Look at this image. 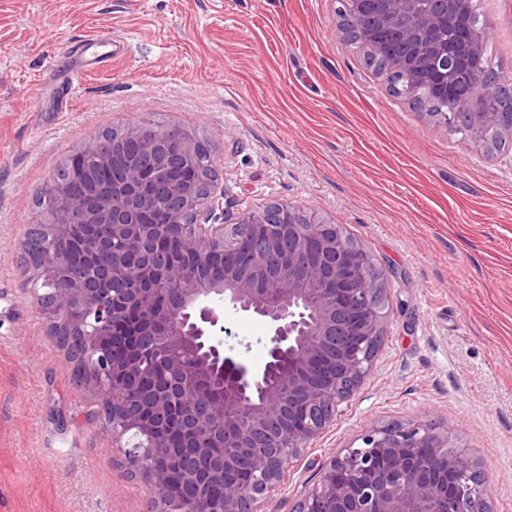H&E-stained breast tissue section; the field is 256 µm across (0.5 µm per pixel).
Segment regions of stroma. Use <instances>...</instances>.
<instances>
[{"label":"stroma","instance_id":"1","mask_svg":"<svg viewBox=\"0 0 512 512\" xmlns=\"http://www.w3.org/2000/svg\"><path fill=\"white\" fill-rule=\"evenodd\" d=\"M475 3L489 65L512 84V0ZM100 33L129 54L89 64L63 97L62 61ZM134 120L208 140L225 223L291 204L343 225L389 277L369 376L263 512H294L366 429L417 421L485 474L489 512H512V152L392 97L334 0H0V512H147L21 257L56 167ZM267 334L224 314V347L247 365L266 361Z\"/></svg>","mask_w":512,"mask_h":512}]
</instances>
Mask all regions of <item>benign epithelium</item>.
<instances>
[{"mask_svg": "<svg viewBox=\"0 0 512 512\" xmlns=\"http://www.w3.org/2000/svg\"><path fill=\"white\" fill-rule=\"evenodd\" d=\"M472 0H373L383 28L406 42L401 66L426 80L447 99L440 114L453 122L460 82L472 94L473 139L494 122L491 88L476 65L482 28L472 26ZM127 136L141 138L143 150L158 159L176 150L193 155L194 141L158 140L146 124L131 122ZM168 223L143 224L148 207L167 206L156 198L150 177L137 163L122 183L99 194L85 208L67 185H46L42 202L67 221L42 239V261L33 285L47 289L38 300L52 301L50 334L67 326L83 338V354L96 367L95 388L112 398V438L125 449L142 481L155 493L149 512H257V505L281 490L288 461L298 456L336 416V409L368 375L378 351L389 307L385 275L370 253L352 244L343 225L309 217L291 205L279 224L250 214L242 224H222V195L198 198L177 184L167 186ZM84 228L81 266L60 239L67 229ZM112 228L110 243L98 228ZM166 235L197 258L195 270L156 264L151 241ZM113 247L112 265L97 255ZM226 254L224 277L210 273L216 253ZM177 288L170 305L154 302L158 288ZM137 311L140 321L126 336L133 349L127 362L108 350L120 312L117 301ZM263 319L269 327L267 361L249 368L224 352L215 329L224 311ZM219 379L224 401L204 415L189 408L201 400L200 385ZM138 389L144 406L123 410L121 394ZM224 424V457L212 421ZM170 431L185 437L173 448ZM180 475L191 486L178 502L160 491ZM224 477V500L214 508L207 483ZM295 512H487L485 481L447 434L429 422L391 424L366 431L360 444L342 449L319 470L317 482Z\"/></svg>", "mask_w": 512, "mask_h": 512, "instance_id": "obj_1", "label": "benign epithelium"}]
</instances>
